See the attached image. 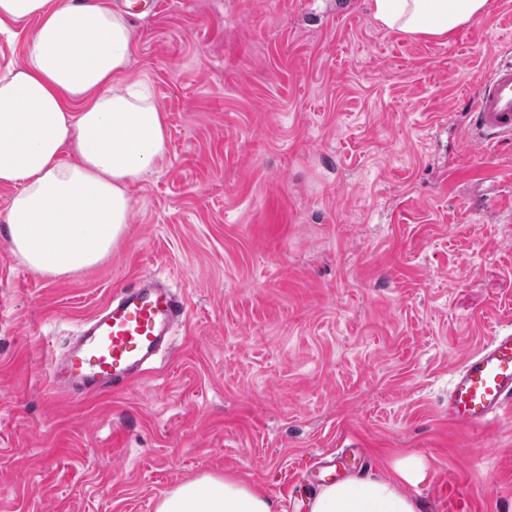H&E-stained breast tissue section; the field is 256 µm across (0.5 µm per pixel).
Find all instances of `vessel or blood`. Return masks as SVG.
<instances>
[{"instance_id": "obj_1", "label": "vessel or blood", "mask_w": 512, "mask_h": 512, "mask_svg": "<svg viewBox=\"0 0 512 512\" xmlns=\"http://www.w3.org/2000/svg\"><path fill=\"white\" fill-rule=\"evenodd\" d=\"M472 135L487 143L512 136V56L499 60L474 100ZM183 299L164 280L145 275L116 291L85 319L75 341L49 363L61 393L118 390L144 376L184 323ZM512 411V331L493 336L453 371L448 421L463 431L488 426Z\"/></svg>"}]
</instances>
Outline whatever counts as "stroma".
I'll return each instance as SVG.
<instances>
[{
  "instance_id": "obj_1",
  "label": "stroma",
  "mask_w": 512,
  "mask_h": 512,
  "mask_svg": "<svg viewBox=\"0 0 512 512\" xmlns=\"http://www.w3.org/2000/svg\"><path fill=\"white\" fill-rule=\"evenodd\" d=\"M372 0H164L131 14L129 76L166 117L126 236L49 278L0 221V512H154L204 473L309 512L320 458L422 512H512V415L449 428L448 378L512 329V138L467 102L512 48V0L448 38ZM167 275L187 321L124 391L56 394L46 365L120 287Z\"/></svg>"
}]
</instances>
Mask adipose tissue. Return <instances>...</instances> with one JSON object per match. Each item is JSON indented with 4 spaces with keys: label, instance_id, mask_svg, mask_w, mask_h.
I'll list each match as a JSON object with an SVG mask.
<instances>
[{
    "label": "adipose tissue",
    "instance_id": "adipose-tissue-1",
    "mask_svg": "<svg viewBox=\"0 0 512 512\" xmlns=\"http://www.w3.org/2000/svg\"><path fill=\"white\" fill-rule=\"evenodd\" d=\"M488 0H373L374 19L410 35L446 38ZM38 24L22 65L0 71V185L12 252L60 276L105 259L124 237L129 189L164 161L165 116L142 81H125L135 33L107 0H0V38ZM426 477L407 455L389 478L324 485L309 512H420L403 487ZM155 512H273L242 480L204 474L165 491Z\"/></svg>",
    "mask_w": 512,
    "mask_h": 512
}]
</instances>
